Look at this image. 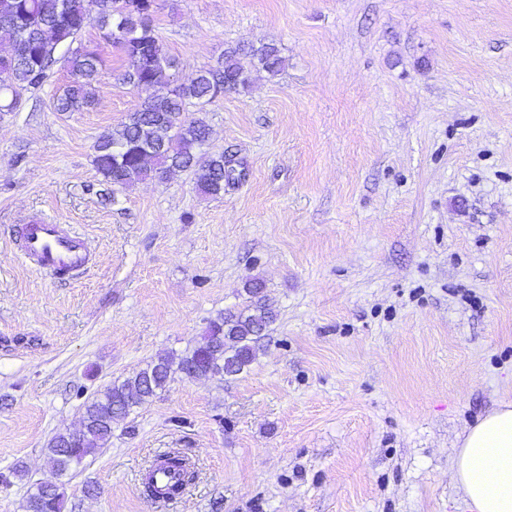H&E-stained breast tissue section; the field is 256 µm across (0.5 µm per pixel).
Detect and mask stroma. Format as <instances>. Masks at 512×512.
<instances>
[{
	"instance_id": "1",
	"label": "stroma",
	"mask_w": 512,
	"mask_h": 512,
	"mask_svg": "<svg viewBox=\"0 0 512 512\" xmlns=\"http://www.w3.org/2000/svg\"><path fill=\"white\" fill-rule=\"evenodd\" d=\"M154 24L174 84L243 42L284 67L190 108L239 165L218 197L187 173L100 197L95 140L144 96L97 27L92 109L56 111L58 69L0 116V473L26 470L0 512L89 397L193 347L253 279L277 313L256 361L118 422L71 512H469L459 440L512 402V0H155ZM31 213L90 237L86 276L21 263ZM169 448L199 476L163 511L141 477Z\"/></svg>"
}]
</instances>
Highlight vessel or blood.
<instances>
[{"label": "vessel or blood", "mask_w": 512, "mask_h": 512, "mask_svg": "<svg viewBox=\"0 0 512 512\" xmlns=\"http://www.w3.org/2000/svg\"><path fill=\"white\" fill-rule=\"evenodd\" d=\"M15 247L25 263L52 277L80 278L94 258L90 239L72 224L34 215L20 225Z\"/></svg>", "instance_id": "obj_1"}]
</instances>
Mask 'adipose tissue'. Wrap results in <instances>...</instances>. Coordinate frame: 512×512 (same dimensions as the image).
I'll return each mask as SVG.
<instances>
[{"instance_id":"adipose-tissue-1","label":"adipose tissue","mask_w":512,"mask_h":512,"mask_svg":"<svg viewBox=\"0 0 512 512\" xmlns=\"http://www.w3.org/2000/svg\"><path fill=\"white\" fill-rule=\"evenodd\" d=\"M470 512H512V404L501 403L463 436L454 459Z\"/></svg>"}]
</instances>
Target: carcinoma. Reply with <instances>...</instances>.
I'll return each instance as SVG.
<instances>
[{
    "label": "carcinoma",
    "instance_id": "obj_1",
    "mask_svg": "<svg viewBox=\"0 0 512 512\" xmlns=\"http://www.w3.org/2000/svg\"><path fill=\"white\" fill-rule=\"evenodd\" d=\"M99 2L92 17L86 0H0V32L8 36L7 47L0 48V75L5 76L0 91L10 96L0 104V112L16 110L22 95L42 86L56 67L68 76L56 98V110L81 112L93 107L104 60L96 47L82 43V35L95 25L122 50L127 61L120 74L122 83L147 94L141 109L130 113L118 128L102 131L94 143V164L103 184L112 192L123 191L147 178L164 182L175 172H188L201 193L224 194V185L232 181V160L222 153L203 152L210 128L201 119L188 118L187 106L202 108L221 92L245 89L255 72L277 75L284 66L280 50L269 43L229 46L216 65L172 87L166 71L178 61L168 54L156 30H144V18L133 0ZM243 56L250 57L251 68L241 64ZM244 291L249 304L211 320L192 349L179 356L160 355L85 402L81 429L57 434L45 449L48 485H33L25 512H64L72 475L111 441L113 423L165 391L174 375L234 377L247 370L276 314L261 281L248 282ZM197 478L191 458L171 448L149 466L144 492L156 501L169 502Z\"/></svg>",
    "mask_w": 512,
    "mask_h": 512
}]
</instances>
